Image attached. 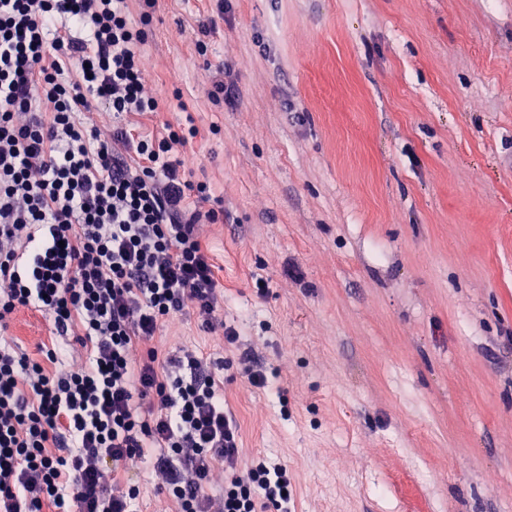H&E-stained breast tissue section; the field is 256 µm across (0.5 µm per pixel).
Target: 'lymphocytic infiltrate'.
Wrapping results in <instances>:
<instances>
[{
    "mask_svg": "<svg viewBox=\"0 0 512 512\" xmlns=\"http://www.w3.org/2000/svg\"><path fill=\"white\" fill-rule=\"evenodd\" d=\"M157 5L0 0V332L31 307L85 352L0 343V512H133L141 470L169 512H289L287 468L241 463L206 359L154 343L190 315L236 339L203 245L224 211L190 205L197 157L122 123L160 106L131 20Z\"/></svg>",
    "mask_w": 512,
    "mask_h": 512,
    "instance_id": "f902f5d3",
    "label": "lymphocytic infiltrate"
}]
</instances>
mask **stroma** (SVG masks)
<instances>
[{
	"instance_id": "35a3bbf8",
	"label": "stroma",
	"mask_w": 512,
	"mask_h": 512,
	"mask_svg": "<svg viewBox=\"0 0 512 512\" xmlns=\"http://www.w3.org/2000/svg\"><path fill=\"white\" fill-rule=\"evenodd\" d=\"M144 27L163 105L131 126L192 116L238 333L158 341L223 377L243 460L287 466L292 512H512V0H160ZM8 335L51 342L27 308Z\"/></svg>"
}]
</instances>
